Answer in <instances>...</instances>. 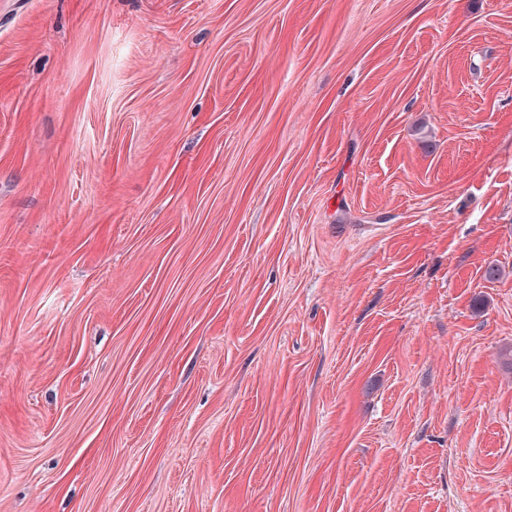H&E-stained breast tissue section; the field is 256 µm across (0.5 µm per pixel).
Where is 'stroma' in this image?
Returning a JSON list of instances; mask_svg holds the SVG:
<instances>
[{"label":"stroma","mask_w":512,"mask_h":512,"mask_svg":"<svg viewBox=\"0 0 512 512\" xmlns=\"http://www.w3.org/2000/svg\"><path fill=\"white\" fill-rule=\"evenodd\" d=\"M0 512H512V0H0Z\"/></svg>","instance_id":"1"}]
</instances>
